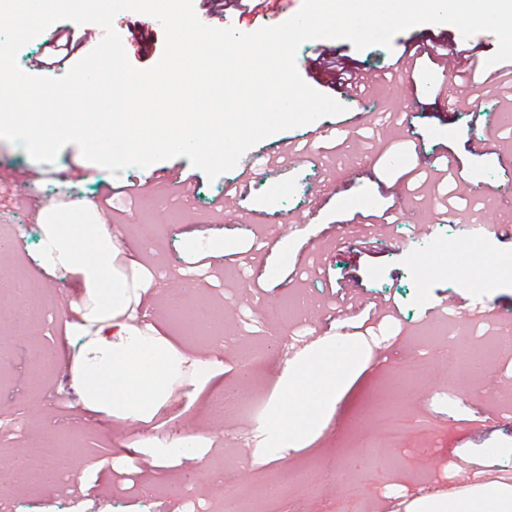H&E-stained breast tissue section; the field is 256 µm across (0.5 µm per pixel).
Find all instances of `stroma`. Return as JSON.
I'll return each mask as SVG.
<instances>
[{
	"label": "stroma",
	"instance_id": "35a3bbf8",
	"mask_svg": "<svg viewBox=\"0 0 512 512\" xmlns=\"http://www.w3.org/2000/svg\"><path fill=\"white\" fill-rule=\"evenodd\" d=\"M131 64L154 66L164 50L161 25L143 26V14H120ZM315 90L344 106L326 117L328 141L300 142L295 157L271 160L263 144L250 150L262 180L246 198L225 204L236 171L208 180L187 157L160 161L176 170L189 193L156 190L130 200H103L102 185L119 187L134 166L111 174L65 146L50 163L0 140V274L27 281L33 321L0 322V512H187L181 479L194 477L200 512H405L412 498L462 491L496 479L512 484V235L472 239L470 224L512 225V173L499 151H512V78L497 94H482L455 110L443 107L442 78L434 64H418L410 78L375 87L365 123L350 121L356 105L335 76L304 77ZM495 118V150L470 153L482 117ZM454 153L462 175L500 189L491 198L466 192L455 207L404 190L393 199L404 171L396 160L443 163ZM35 172V188L14 173ZM93 203L99 216L119 226L135 259L129 276L155 288L142 308L190 356L221 362L222 385L187 379L150 424L152 435L193 436V449L153 468L152 457L127 448L122 423L106 419L74 428L82 409L69 375L67 325L78 294L69 277L46 275L36 260L40 218L47 202ZM394 208L383 239L355 240L358 215ZM309 215L300 229L290 220ZM219 247L218 275L198 276L192 264ZM493 299V315L471 314L476 298ZM451 299L429 317L432 301ZM393 312L355 340L363 371L337 403L338 428H326L303 447L270 453L264 429L276 383L288 363L332 337L341 317L367 321L373 300ZM206 314L208 333L186 327L185 316ZM488 356L466 388L448 367V340ZM229 394L223 415L212 406ZM53 431L57 458L39 460L52 471L58 460L83 473L86 490L70 494L18 478L15 462L35 451ZM330 472L326 481L315 480Z\"/></svg>",
	"mask_w": 512,
	"mask_h": 512
}]
</instances>
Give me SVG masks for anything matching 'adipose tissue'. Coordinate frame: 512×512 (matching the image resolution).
Listing matches in <instances>:
<instances>
[{
    "instance_id": "1",
    "label": "adipose tissue",
    "mask_w": 512,
    "mask_h": 512,
    "mask_svg": "<svg viewBox=\"0 0 512 512\" xmlns=\"http://www.w3.org/2000/svg\"><path fill=\"white\" fill-rule=\"evenodd\" d=\"M129 258L117 232L96 221L93 208L47 210L40 265L49 275L65 271L83 298L75 305L69 333L83 344L70 377L84 412L95 418L149 423L173 397L172 383L184 367L211 381L212 361L189 357L155 326H138L137 307L152 284L129 281ZM357 348L337 354L332 342L295 360L278 382L268 434L276 447L295 445L323 423L359 376ZM406 512H512V485L490 481L447 496L412 500Z\"/></svg>"
}]
</instances>
